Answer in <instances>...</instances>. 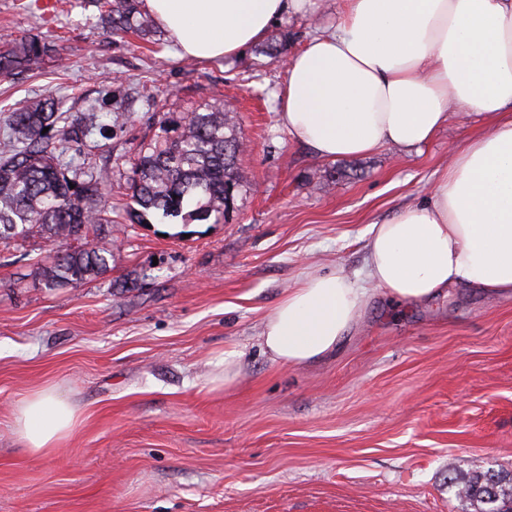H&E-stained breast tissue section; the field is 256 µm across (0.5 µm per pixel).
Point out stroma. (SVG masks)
<instances>
[{"label":"stroma","mask_w":512,"mask_h":512,"mask_svg":"<svg viewBox=\"0 0 512 512\" xmlns=\"http://www.w3.org/2000/svg\"><path fill=\"white\" fill-rule=\"evenodd\" d=\"M344 0H310L230 61L116 36L98 0H0V33L56 45L37 75L0 81V108L53 87L109 129L93 163L112 209L162 117L236 113L246 152L221 223L112 229V269L46 288L50 249L0 243V512H462L449 477L512 471V296L456 287L400 304L371 293L331 356L300 368L261 349L264 319L305 276L363 278L370 224L422 202L450 145L484 134L450 115L418 150L322 161L281 125L286 57L332 28ZM241 354L230 387L215 362ZM50 390L78 421L47 455L14 427Z\"/></svg>","instance_id":"obj_1"}]
</instances>
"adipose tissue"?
<instances>
[{
	"instance_id": "adipose-tissue-1",
	"label": "adipose tissue",
	"mask_w": 512,
	"mask_h": 512,
	"mask_svg": "<svg viewBox=\"0 0 512 512\" xmlns=\"http://www.w3.org/2000/svg\"><path fill=\"white\" fill-rule=\"evenodd\" d=\"M306 0H144L180 56L232 60ZM279 121L315 156L426 145L449 110L492 122L451 146L422 203L373 223L364 281L340 270L306 278L267 316L261 346L297 368L333 354L370 290L414 303L451 287L512 293V0H346L331 31L286 64ZM54 393L18 405L15 431L35 454L73 429Z\"/></svg>"
}]
</instances>
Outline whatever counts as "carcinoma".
Returning a JSON list of instances; mask_svg holds the SVG:
<instances>
[{"mask_svg": "<svg viewBox=\"0 0 512 512\" xmlns=\"http://www.w3.org/2000/svg\"><path fill=\"white\" fill-rule=\"evenodd\" d=\"M101 19L108 30L145 36L154 20L142 12L141 0H103ZM56 52L55 45L32 36L0 37V77L14 79L36 71ZM48 132H43V129ZM164 135L144 144L134 162L128 190L142 222L151 212L207 221L226 209V192L237 189L241 153L235 116L219 109L190 112ZM105 134L95 110L66 114L56 93L0 113V243L39 235L49 242L76 241L78 246L49 251L41 265L44 285L80 284L111 270L112 191L108 167L75 163L65 145L82 147L91 136ZM448 487L470 506L467 512H512V474L476 467Z\"/></svg>", "mask_w": 512, "mask_h": 512, "instance_id": "cac0c4a2", "label": "carcinoma"}]
</instances>
